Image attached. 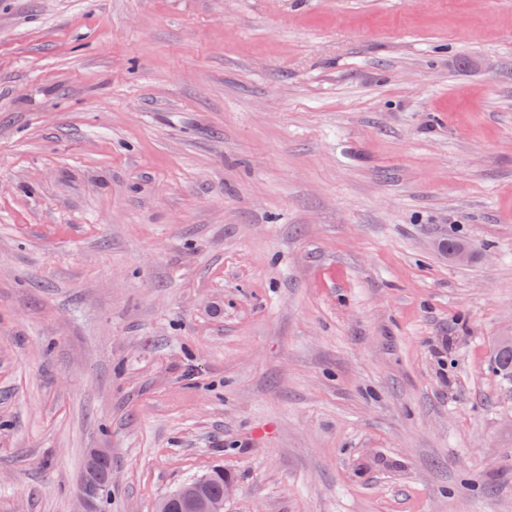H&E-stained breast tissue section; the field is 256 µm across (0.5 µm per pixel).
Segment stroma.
I'll return each instance as SVG.
<instances>
[{"label": "stroma", "instance_id": "stroma-1", "mask_svg": "<svg viewBox=\"0 0 512 512\" xmlns=\"http://www.w3.org/2000/svg\"><path fill=\"white\" fill-rule=\"evenodd\" d=\"M506 334L512 0H0V512H512ZM199 480L205 481L204 490L207 496L219 502L222 505V508L210 498H208L201 491L200 486H196L185 488L177 492V496L185 501L189 512H219L220 508L222 509L221 512H224V500L231 497L236 490L234 484L227 483L224 486V483L227 481L233 482V480L227 475H224L223 468H216L198 478L186 482L178 489L184 486L192 485ZM99 487L93 484H84L77 490V500L80 504L79 512H96L97 503L98 511L101 508V503L104 502V497L107 500V488L103 489L99 495ZM98 499V500H97ZM105 500V501H106Z\"/></svg>", "mask_w": 512, "mask_h": 512}]
</instances>
